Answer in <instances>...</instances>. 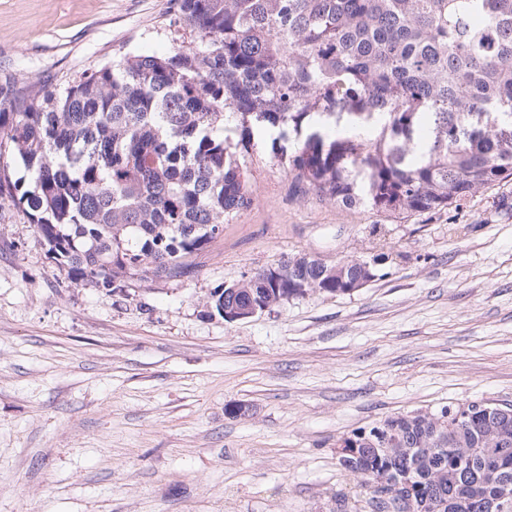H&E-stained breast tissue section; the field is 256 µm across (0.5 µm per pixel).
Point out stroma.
I'll list each match as a JSON object with an SVG mask.
<instances>
[{"mask_svg":"<svg viewBox=\"0 0 512 512\" xmlns=\"http://www.w3.org/2000/svg\"><path fill=\"white\" fill-rule=\"evenodd\" d=\"M175 0H0V81L61 90L193 45ZM251 205L176 278L75 285L0 206V512H376L337 440L512 404V183L395 219L297 197L249 147ZM386 255L349 295L224 320L215 290L296 255Z\"/></svg>","mask_w":512,"mask_h":512,"instance_id":"obj_1","label":"stroma"}]
</instances>
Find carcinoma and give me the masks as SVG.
I'll return each mask as SVG.
<instances>
[{
  "label": "carcinoma",
  "mask_w": 512,
  "mask_h": 512,
  "mask_svg": "<svg viewBox=\"0 0 512 512\" xmlns=\"http://www.w3.org/2000/svg\"><path fill=\"white\" fill-rule=\"evenodd\" d=\"M200 45L123 53L63 91L0 84V206L25 212L77 285L177 277L252 202L243 155L297 192L396 218L512 181V0H176ZM232 123L233 143L220 136ZM21 159L32 188L21 190ZM248 291L347 294L362 267L303 260ZM475 402L359 427L340 465L416 512H512L509 427Z\"/></svg>",
  "instance_id": "cac0c4a2"
}]
</instances>
